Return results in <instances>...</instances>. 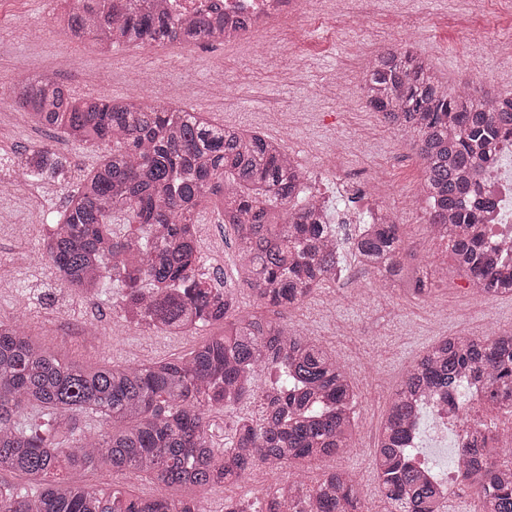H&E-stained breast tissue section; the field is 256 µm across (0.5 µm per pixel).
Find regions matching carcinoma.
I'll list each match as a JSON object with an SVG mask.
<instances>
[{
    "label": "carcinoma",
    "instance_id": "obj_1",
    "mask_svg": "<svg viewBox=\"0 0 512 512\" xmlns=\"http://www.w3.org/2000/svg\"><path fill=\"white\" fill-rule=\"evenodd\" d=\"M63 33L110 48L191 46L226 40L224 20L206 13L171 17L165 0L149 11L135 0H78ZM366 106L407 135L420 157L428 224L448 236L455 261L486 297L512 295V265L492 252L481 220L494 201L480 177L497 167L512 139V102L465 88L450 95L426 59L407 47L380 50L362 71ZM7 99L37 125L72 142L110 143L77 178L43 257L54 283L94 301L119 282L125 322L161 332L222 331L189 353L138 365L74 366L32 339L31 326L0 321V512H207L197 492L234 485L255 470L284 472L264 496L266 512H370L352 475L305 468L354 448L357 395L326 347L259 309L286 310L336 282L344 247L383 277L401 270V225L390 216L371 234L342 245L326 206L308 194L286 148L261 133L218 126L201 112L145 105L137 96H77L54 73L9 86ZM13 163L30 180L64 163L43 143ZM211 195L231 230L239 262L217 281L203 270L197 217ZM254 298L241 311L238 287ZM273 372L256 384V370ZM512 412V331L493 338L448 336L419 357L389 398L372 466L395 512H442L448 486L418 458L423 401L453 409L464 383ZM260 394L261 415L239 417L224 447L214 446L209 414L232 413ZM456 480L480 487L479 512H512V462L465 438ZM100 466L107 475H143L177 496H138L109 482L92 489L74 477Z\"/></svg>",
    "mask_w": 512,
    "mask_h": 512
}]
</instances>
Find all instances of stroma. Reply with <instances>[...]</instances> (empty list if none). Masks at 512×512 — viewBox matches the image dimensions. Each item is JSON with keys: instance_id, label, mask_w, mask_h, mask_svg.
<instances>
[{"instance_id": "1", "label": "stroma", "mask_w": 512, "mask_h": 512, "mask_svg": "<svg viewBox=\"0 0 512 512\" xmlns=\"http://www.w3.org/2000/svg\"><path fill=\"white\" fill-rule=\"evenodd\" d=\"M465 9L463 0H386L385 11L367 16L304 17L297 40L272 33L264 53L230 42L120 46L106 56L55 31L49 0H0V84L54 70L74 94L117 97L141 73L148 84L147 103L175 100L189 110L199 89L227 77L230 93L210 104L214 124L276 138L278 121L287 119L286 147L299 150L314 169L321 168L330 146L343 150L341 171L325 174L324 192L336 198L361 189L367 200L338 212L339 234L355 233L366 203L389 204L407 253L394 279L396 291H376L377 275L352 265L336 284L288 311L291 326L336 354L358 395L357 448L344 458L309 466L305 482L316 484L328 468L347 469L370 512H390L371 454L402 375L441 339L461 332L489 338L512 330V296L473 295L450 250L433 241L422 162L410 139L366 106L354 70L372 48L405 45L428 60L449 91L465 84L495 92L490 78L512 58V0H477L469 17ZM45 142L65 160L63 176L24 179L11 157ZM109 150L106 144L68 141L33 124L9 101L0 102V180L13 185L0 194V320H11L19 306L28 305L37 340L68 363L173 358L202 344L212 328L168 336L127 325L114 305L119 287L92 304L73 299L54 289L42 257L47 226L62 210L68 190ZM20 224L29 227L22 245L16 233ZM198 249L207 272L232 273L237 245L213 209L199 216ZM417 269L428 275V295L409 289ZM274 484L272 475L255 471L239 484L201 491L200 498L207 512H224L225 499L261 498Z\"/></svg>"}]
</instances>
